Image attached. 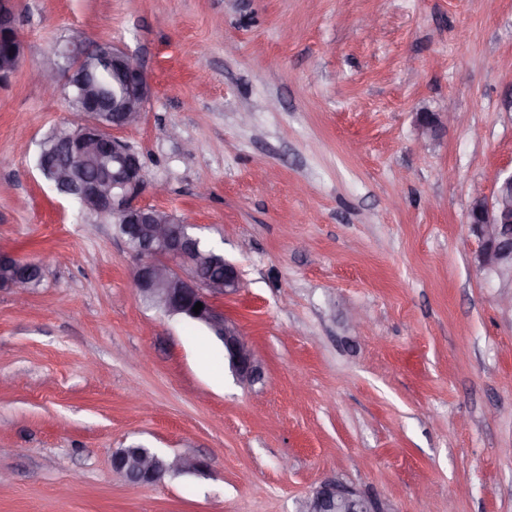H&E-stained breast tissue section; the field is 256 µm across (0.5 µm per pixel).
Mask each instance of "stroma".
<instances>
[{
	"label": "stroma",
	"instance_id": "1",
	"mask_svg": "<svg viewBox=\"0 0 512 512\" xmlns=\"http://www.w3.org/2000/svg\"><path fill=\"white\" fill-rule=\"evenodd\" d=\"M0 83V512H301L340 481L382 512H512V311L470 257L471 190L512 172V0H16ZM127 49L153 94L122 137L142 205L235 264L260 370L149 308L112 221L44 180L83 120L31 82L58 42ZM454 109L432 139L417 115ZM208 194H199L200 185ZM205 462L135 485L115 450ZM17 260L14 256L9 253H0V263L4 266L0 267V280L1 282H5L10 274L11 268H15L17 272L9 278L3 288H9L16 294L23 295L29 293V288L31 284L30 275H32L31 269H27L26 271H21L20 267L17 266L13 261ZM12 267H5V266Z\"/></svg>",
	"mask_w": 512,
	"mask_h": 512
}]
</instances>
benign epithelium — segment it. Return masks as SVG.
<instances>
[{
  "label": "benign epithelium",
  "instance_id": "benign-epithelium-1",
  "mask_svg": "<svg viewBox=\"0 0 512 512\" xmlns=\"http://www.w3.org/2000/svg\"><path fill=\"white\" fill-rule=\"evenodd\" d=\"M15 29L14 0H0V34ZM100 54L112 59V68L120 76L129 77L124 97L112 104V123L104 133L95 135L97 122L85 117L74 130L61 135L59 150L44 158L43 165L54 176L58 190L73 189L72 159L109 149L112 172L92 178L81 185L82 194L99 208L112 213L121 228V237L134 260L132 270L135 287L165 315L186 316L206 325L224 345V358L237 380L251 382L258 374L255 355L249 343L226 316L217 300L241 288L236 265L216 258L200 248L199 239L188 231L189 224L172 221L170 213L138 203L145 189L144 164L140 154L119 134L137 124L152 96V86L139 60L115 46L98 44L92 48L85 39L69 37L59 42L58 62L36 73L46 83L63 80L69 102L82 101L81 112L92 111L98 92L89 77V62ZM441 120L427 112L420 113V135L432 138L441 129ZM492 196L476 190L469 209L470 231L478 240L474 264L476 268L496 276L502 287L512 281V173L497 179ZM31 270L17 271L5 287L16 294L29 293ZM202 303L200 313L193 312ZM113 471L127 482L149 485L160 482L171 472H202L203 461L174 457L163 461L121 448L112 458ZM302 512H381L379 504L369 496L336 480L317 487L304 502Z\"/></svg>",
  "mask_w": 512,
  "mask_h": 512
}]
</instances>
